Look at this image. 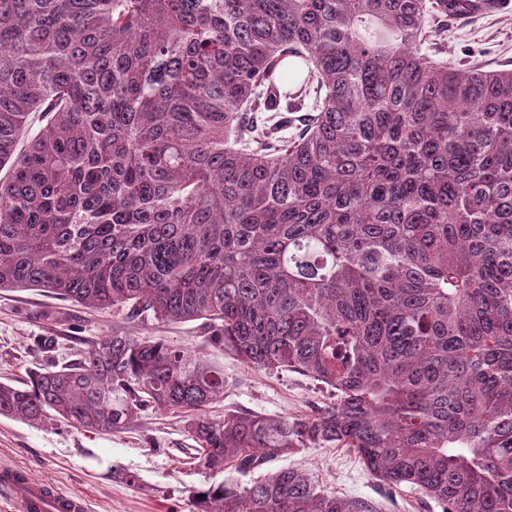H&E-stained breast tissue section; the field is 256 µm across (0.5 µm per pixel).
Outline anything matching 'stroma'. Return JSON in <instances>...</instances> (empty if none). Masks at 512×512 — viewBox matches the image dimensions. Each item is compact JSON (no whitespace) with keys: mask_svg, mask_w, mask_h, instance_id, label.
<instances>
[{"mask_svg":"<svg viewBox=\"0 0 512 512\" xmlns=\"http://www.w3.org/2000/svg\"><path fill=\"white\" fill-rule=\"evenodd\" d=\"M429 25L442 32L425 46L433 58L512 69V11L463 22L434 15ZM115 331L156 336L181 347L204 345L193 322L144 324L118 311L89 310L37 290L6 288L0 290V382L17 386L28 370L78 362L92 341ZM44 336L52 338L51 347L41 346ZM208 353L223 366L226 380L223 399L211 407L214 419L228 411L296 416L331 399L323 385L298 373H268L219 348ZM193 445L180 416L153 409L112 432L0 417V466L26 470L62 492L85 497L89 512H197L193 493L211 478L190 464ZM273 466L306 469L325 491L375 500L380 512H443L409 488L388 491L343 448H306Z\"/></svg>","mask_w":512,"mask_h":512,"instance_id":"1","label":"stroma"}]
</instances>
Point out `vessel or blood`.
Returning <instances> with one entry per match:
<instances>
[{
	"instance_id": "b4317fda",
	"label": "vessel or blood",
	"mask_w": 512,
	"mask_h": 512,
	"mask_svg": "<svg viewBox=\"0 0 512 512\" xmlns=\"http://www.w3.org/2000/svg\"><path fill=\"white\" fill-rule=\"evenodd\" d=\"M512 9V0H460L448 16L466 21L477 14H492ZM0 491L8 494L20 512H87L84 497L59 492L52 483L32 477L28 472L0 467Z\"/></svg>"
}]
</instances>
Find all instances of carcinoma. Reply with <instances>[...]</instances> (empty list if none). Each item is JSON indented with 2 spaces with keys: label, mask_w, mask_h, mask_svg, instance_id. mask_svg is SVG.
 Returning <instances> with one entry per match:
<instances>
[{
  "label": "carcinoma",
  "mask_w": 512,
  "mask_h": 512,
  "mask_svg": "<svg viewBox=\"0 0 512 512\" xmlns=\"http://www.w3.org/2000/svg\"><path fill=\"white\" fill-rule=\"evenodd\" d=\"M448 0H0V289L202 321L334 399L229 412L199 349L117 333L0 416L181 414L192 464L349 448L444 512H512V70L421 53ZM305 83L316 114L278 129ZM201 512H378L282 468Z\"/></svg>",
  "instance_id": "1"
}]
</instances>
